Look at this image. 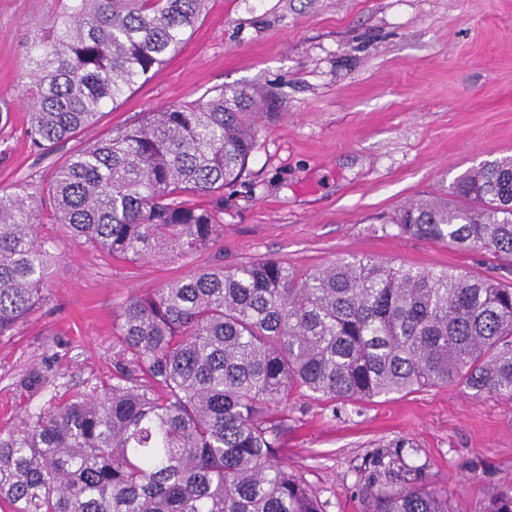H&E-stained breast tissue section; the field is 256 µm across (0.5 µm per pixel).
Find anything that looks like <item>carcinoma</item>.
Listing matches in <instances>:
<instances>
[{"label": "carcinoma", "mask_w": 512, "mask_h": 512, "mask_svg": "<svg viewBox=\"0 0 512 512\" xmlns=\"http://www.w3.org/2000/svg\"><path fill=\"white\" fill-rule=\"evenodd\" d=\"M35 26L16 98L42 152L176 53L208 0H59ZM273 93L225 86L151 112L71 154L46 194L71 237L126 259L175 257L224 236V188L247 170ZM32 196L0 192V340L47 298L53 259ZM391 223L460 250L512 257V156L465 171L445 198ZM112 383L0 433L12 512H323L280 460L298 391L369 401L461 385L512 401V284L448 269L340 258L299 272L267 258L201 269L116 316ZM368 512H453L421 484H370ZM481 512H512V485Z\"/></svg>", "instance_id": "carcinoma-1"}]
</instances>
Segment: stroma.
<instances>
[{"mask_svg":"<svg viewBox=\"0 0 512 512\" xmlns=\"http://www.w3.org/2000/svg\"><path fill=\"white\" fill-rule=\"evenodd\" d=\"M57 0H0V189L32 193L76 150L146 113L223 86L272 90L241 184L224 192V239L177 258L110 257L41 210L36 231L57 256L49 299L0 341V430L108 384L119 307L199 269L274 258L309 270L356 255L512 281L491 255L401 233L391 218L443 195L485 160L512 155V0H208L179 50L94 128L34 150L15 103L35 24ZM281 458L325 512H365L364 487L402 444L413 482L480 512L512 484V402L458 386L370 402L292 395Z\"/></svg>","mask_w":512,"mask_h":512,"instance_id":"obj_1","label":"stroma"}]
</instances>
